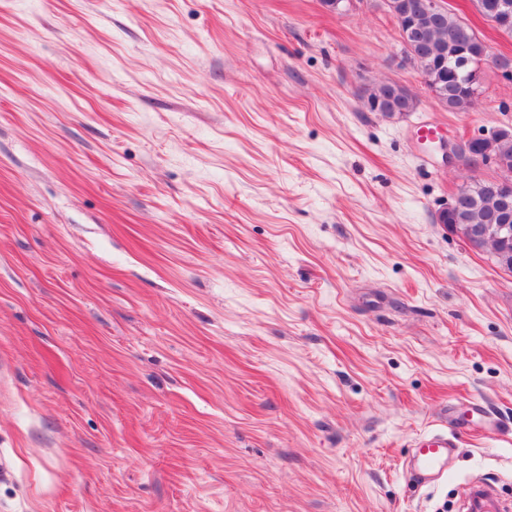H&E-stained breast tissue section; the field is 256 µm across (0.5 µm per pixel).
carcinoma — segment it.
Here are the masks:
<instances>
[{"label": "carcinoma", "instance_id": "1", "mask_svg": "<svg viewBox=\"0 0 512 512\" xmlns=\"http://www.w3.org/2000/svg\"><path fill=\"white\" fill-rule=\"evenodd\" d=\"M476 10L486 19L496 18L495 28L512 37V0H472ZM410 25H398L402 43L410 44L416 64L429 78L441 96L442 107L450 112H466L474 104L476 87L464 82L460 75L480 69L489 57L488 46L476 31L447 10L439 17L429 15L424 0H402ZM393 98L403 103L406 111L416 107V96L406 87L389 84L370 95V99ZM492 155L512 166V135L485 144ZM455 210L448 213L447 223L461 230L471 224H485L499 209V199L482 181L460 186ZM489 251L501 268L512 272V238L508 241L488 239L479 244Z\"/></svg>", "mask_w": 512, "mask_h": 512}]
</instances>
